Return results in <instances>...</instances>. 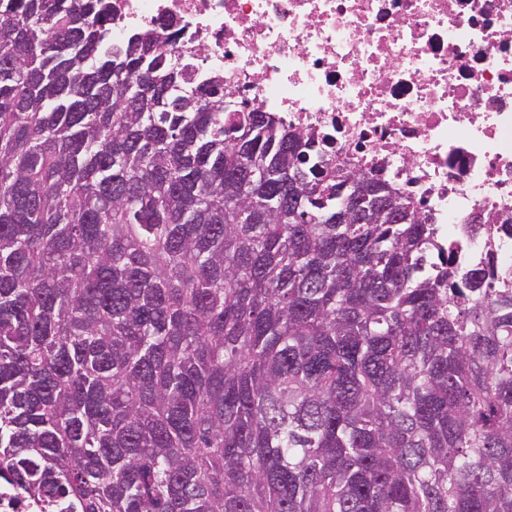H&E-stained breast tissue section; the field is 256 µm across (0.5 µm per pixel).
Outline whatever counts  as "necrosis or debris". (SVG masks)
<instances>
[{
  "label": "necrosis or debris",
  "mask_w": 512,
  "mask_h": 512,
  "mask_svg": "<svg viewBox=\"0 0 512 512\" xmlns=\"http://www.w3.org/2000/svg\"><path fill=\"white\" fill-rule=\"evenodd\" d=\"M237 99L420 204L436 250L512 291V0H112Z\"/></svg>",
  "instance_id": "1"
}]
</instances>
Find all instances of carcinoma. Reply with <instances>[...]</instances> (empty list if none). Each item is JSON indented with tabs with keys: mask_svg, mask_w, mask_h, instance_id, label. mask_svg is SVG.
Returning <instances> with one entry per match:
<instances>
[{
	"mask_svg": "<svg viewBox=\"0 0 512 512\" xmlns=\"http://www.w3.org/2000/svg\"><path fill=\"white\" fill-rule=\"evenodd\" d=\"M110 18L0 0V478L45 512H512V295Z\"/></svg>",
	"mask_w": 512,
	"mask_h": 512,
	"instance_id": "cac0c4a2",
	"label": "carcinoma"
}]
</instances>
